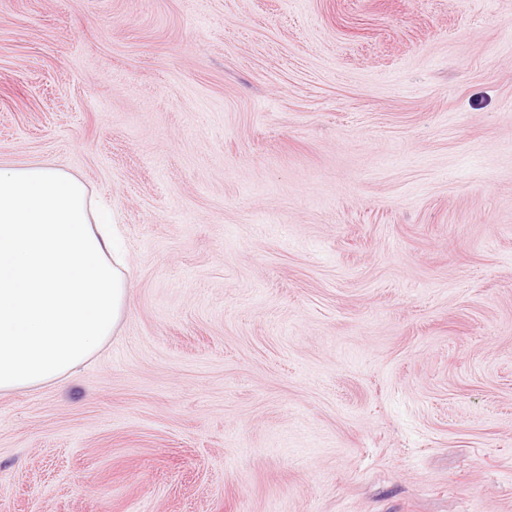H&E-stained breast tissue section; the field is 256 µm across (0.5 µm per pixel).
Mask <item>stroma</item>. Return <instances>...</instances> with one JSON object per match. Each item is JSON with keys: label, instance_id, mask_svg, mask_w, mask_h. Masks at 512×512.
Returning <instances> with one entry per match:
<instances>
[{"label": "stroma", "instance_id": "stroma-1", "mask_svg": "<svg viewBox=\"0 0 512 512\" xmlns=\"http://www.w3.org/2000/svg\"><path fill=\"white\" fill-rule=\"evenodd\" d=\"M34 163L127 302L0 393V512H512V0H0Z\"/></svg>", "mask_w": 512, "mask_h": 512}]
</instances>
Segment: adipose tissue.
<instances>
[{
    "mask_svg": "<svg viewBox=\"0 0 512 512\" xmlns=\"http://www.w3.org/2000/svg\"><path fill=\"white\" fill-rule=\"evenodd\" d=\"M112 210L49 166L0 167V392L60 380L115 332L125 262Z\"/></svg>",
    "mask_w": 512,
    "mask_h": 512,
    "instance_id": "obj_1",
    "label": "adipose tissue"
}]
</instances>
